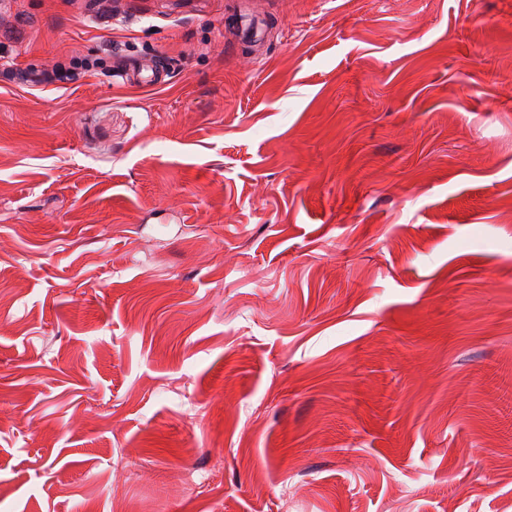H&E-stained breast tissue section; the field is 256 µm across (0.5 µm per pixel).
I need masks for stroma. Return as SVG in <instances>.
Returning <instances> with one entry per match:
<instances>
[{
  "instance_id": "35a3bbf8",
  "label": "stroma",
  "mask_w": 512,
  "mask_h": 512,
  "mask_svg": "<svg viewBox=\"0 0 512 512\" xmlns=\"http://www.w3.org/2000/svg\"><path fill=\"white\" fill-rule=\"evenodd\" d=\"M12 2L0 512H507L512 0ZM224 25L229 30L234 31L235 37L244 39L246 36L249 37V43H254V45H258L263 41L266 26L263 21H255L254 23L250 20L248 24H243L240 21V24L237 21H229L224 22Z\"/></svg>"
}]
</instances>
